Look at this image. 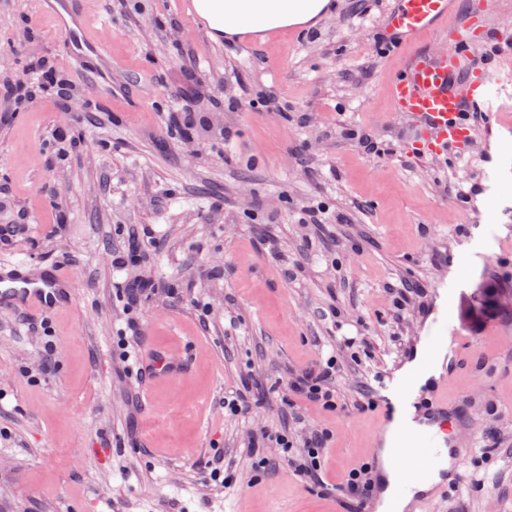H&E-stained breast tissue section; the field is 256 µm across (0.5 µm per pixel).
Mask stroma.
Returning <instances> with one entry per match:
<instances>
[{"label": "stroma", "instance_id": "1", "mask_svg": "<svg viewBox=\"0 0 512 512\" xmlns=\"http://www.w3.org/2000/svg\"><path fill=\"white\" fill-rule=\"evenodd\" d=\"M93 2L111 100L69 114L47 93L0 96V264L54 263L75 289L47 318L0 311V512H378L376 496L336 498L246 446L316 427L330 433L328 484L371 465L379 386L438 315L456 329L432 348L448 404L499 448L465 459L484 486L461 483L428 512H512V183L487 215L485 126L461 153L417 149L390 95L398 61L377 48L393 0H340L316 39L282 29L246 47L190 33L177 0ZM60 39L31 0H0V86L44 59L86 88ZM182 86L191 139L169 120ZM317 203L324 223H300ZM144 232L153 246L113 269ZM135 279L157 291L130 311L121 284ZM405 279L422 291L397 318L390 289ZM333 308L343 328L323 320ZM130 318L139 358L183 354L187 370L124 374L115 338ZM332 356L340 408L293 423L288 377ZM242 389L249 413L226 417ZM216 456L232 488L210 480Z\"/></svg>", "mask_w": 512, "mask_h": 512}]
</instances>
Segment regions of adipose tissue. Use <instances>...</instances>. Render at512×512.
I'll return each mask as SVG.
<instances>
[{"instance_id": "ef3b65f1", "label": "adipose tissue", "mask_w": 512, "mask_h": 512, "mask_svg": "<svg viewBox=\"0 0 512 512\" xmlns=\"http://www.w3.org/2000/svg\"><path fill=\"white\" fill-rule=\"evenodd\" d=\"M211 31L234 36L242 30L269 32L323 19L329 0H196Z\"/></svg>"}]
</instances>
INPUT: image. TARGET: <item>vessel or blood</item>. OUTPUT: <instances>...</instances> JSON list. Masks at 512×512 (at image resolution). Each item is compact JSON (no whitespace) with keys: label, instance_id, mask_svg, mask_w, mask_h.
Here are the masks:
<instances>
[{"label":"vessel or blood","instance_id":"vessel-or-blood-1","mask_svg":"<svg viewBox=\"0 0 512 512\" xmlns=\"http://www.w3.org/2000/svg\"><path fill=\"white\" fill-rule=\"evenodd\" d=\"M37 15L48 17L63 9L76 17L74 27L62 33L64 57L75 74L112 92L111 70L100 69L98 60L107 51L93 30L88 0H37ZM469 19L458 16V0H394L385 22L379 48L396 54L400 64L391 80L390 93L396 111L408 118L419 140L436 155L459 151L475 120L486 125L512 127V41L503 38L490 22H482L479 38H471ZM447 30L456 40L452 55L433 54L426 32ZM489 52L479 66L471 57L477 46ZM489 201H497L504 184L512 181V141L499 148L481 174ZM72 277L56 266H48L32 276L21 265L0 271V307L42 317L66 309ZM434 366L420 356L400 381L385 385V416L396 437L395 457L405 462L409 478L430 483L426 492H415L416 512H427L444 477L459 478L458 451L450 456L456 467L444 470L442 449L451 442L448 427V394H433L428 405H421L423 378Z\"/></svg>","mask_w":512,"mask_h":512}]
</instances>
